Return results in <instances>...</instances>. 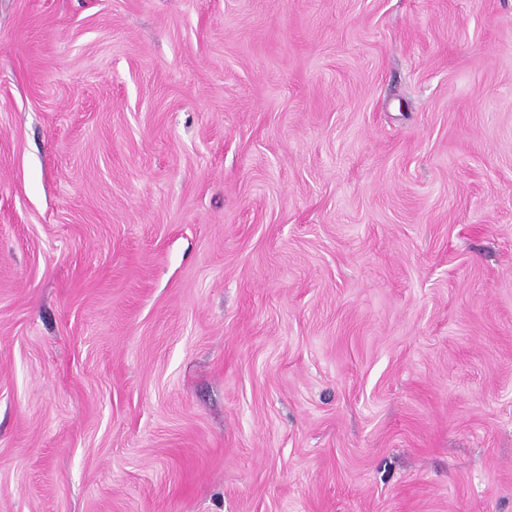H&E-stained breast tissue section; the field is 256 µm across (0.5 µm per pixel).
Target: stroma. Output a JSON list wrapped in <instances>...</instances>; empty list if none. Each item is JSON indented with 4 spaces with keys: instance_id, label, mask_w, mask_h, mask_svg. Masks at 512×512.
<instances>
[{
    "instance_id": "obj_1",
    "label": "stroma",
    "mask_w": 512,
    "mask_h": 512,
    "mask_svg": "<svg viewBox=\"0 0 512 512\" xmlns=\"http://www.w3.org/2000/svg\"><path fill=\"white\" fill-rule=\"evenodd\" d=\"M0 512H512V0H0Z\"/></svg>"
}]
</instances>
